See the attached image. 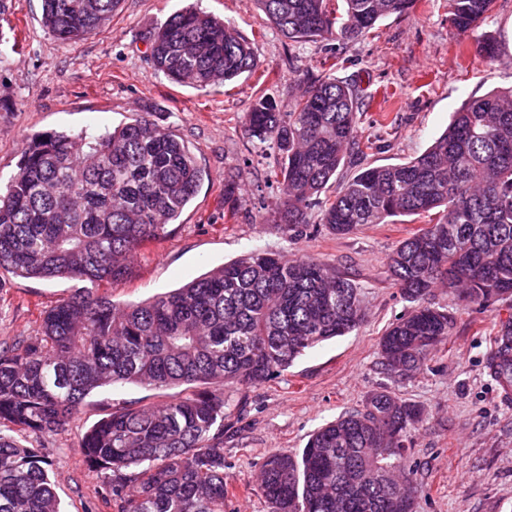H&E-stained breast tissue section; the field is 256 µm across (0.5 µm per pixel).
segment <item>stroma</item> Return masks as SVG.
Wrapping results in <instances>:
<instances>
[{"instance_id":"obj_1","label":"stroma","mask_w":512,"mask_h":512,"mask_svg":"<svg viewBox=\"0 0 512 512\" xmlns=\"http://www.w3.org/2000/svg\"><path fill=\"white\" fill-rule=\"evenodd\" d=\"M224 18L252 42L253 74L204 90L155 74L146 37L188 5ZM42 0H0V180L8 181L28 137L49 131H99L150 113L187 144L206 177L167 239L141 251L136 275L112 286L118 304L138 303L200 277L211 268L260 249L288 259L315 258L349 273L359 286L364 320L352 333L305 353L288 370L249 388H224V481L234 494L226 512H268L254 487L268 455L301 454L310 434L359 409L373 392L388 390L418 407L407 434L412 512H512V401L501 399L486 369L512 297L479 309L439 285L428 301L447 310L448 338L427 354L410 378L381 365L379 341L412 302L388 277L386 258L426 219L365 224L338 237L308 213L309 227L294 238L265 217L281 188L274 147L244 131L258 95L279 111L293 108L308 79L342 60L337 79L355 82L372 103L358 116V136L371 149L348 154L337 178L402 164L423 153L466 99L512 86V0H495L477 28L454 33L447 0H416L412 9L378 24L358 40L295 43L279 33L255 0H124L99 30L61 40L42 26ZM493 41L496 58L477 53ZM238 191L234 218L224 216V182ZM66 279L11 277L0 286V342L38 333L44 307L67 297ZM169 391L118 384L92 393L63 430L19 433L51 462L49 475L63 512H112L104 476L84 460L85 431L106 411L168 399Z\"/></svg>"}]
</instances>
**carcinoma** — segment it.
<instances>
[{
	"label": "carcinoma",
	"instance_id": "obj_1",
	"mask_svg": "<svg viewBox=\"0 0 512 512\" xmlns=\"http://www.w3.org/2000/svg\"><path fill=\"white\" fill-rule=\"evenodd\" d=\"M122 0H42V25L67 40L101 28ZM286 38L355 40L416 0H255ZM494 0H449L458 34L488 17ZM155 71L205 89L251 74V43L223 20L179 10L147 36ZM354 86L307 81L293 109L261 96L250 137L277 149L282 196L266 221L301 236L307 211L337 236L363 224L434 213L388 256L393 284L414 307L379 343L386 370L409 376L448 338V312L425 302L445 283L484 309L512 296V87L465 100L417 158L373 167L325 201L320 195L360 147ZM205 172L172 131L134 113L99 134L28 138L17 173L0 189V273L80 283L40 313L38 335L0 344V512H61L45 457L18 432L65 428L95 391L132 383L181 391L147 407L105 414L84 435L88 465L106 475L112 512H224V385L251 387L363 320L357 285L316 259L255 250L148 300L118 306L100 292L128 279L137 252L162 243ZM512 383V321L487 363ZM418 408L372 393L309 438L301 456L273 453L256 492L269 512H412L389 481L405 472V438Z\"/></svg>",
	"mask_w": 512,
	"mask_h": 512
}]
</instances>
